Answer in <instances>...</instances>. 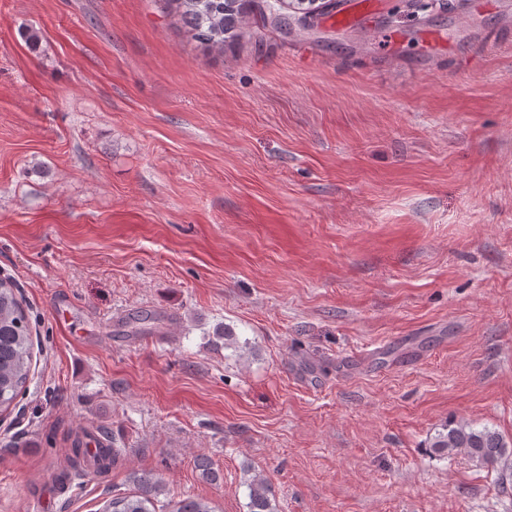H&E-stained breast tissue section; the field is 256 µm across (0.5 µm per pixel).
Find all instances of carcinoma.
Returning a JSON list of instances; mask_svg holds the SVG:
<instances>
[{"instance_id": "1", "label": "carcinoma", "mask_w": 512, "mask_h": 512, "mask_svg": "<svg viewBox=\"0 0 512 512\" xmlns=\"http://www.w3.org/2000/svg\"><path fill=\"white\" fill-rule=\"evenodd\" d=\"M175 6L191 38L209 53L224 54L250 30L253 19L263 8L256 0H169ZM32 338L28 315L19 302L16 287L7 277L0 278V409L7 410L25 390L32 370ZM430 452L440 458L464 454L480 465H491L500 473L501 484L512 479V438L484 427L468 423L445 425L429 445ZM76 462L85 464L94 474L107 472L116 462V450L101 448L87 460V449L80 442L72 448ZM202 480L216 482L221 473L206 458L196 460ZM134 491L116 494L103 512H158V496L162 492L157 476L147 471H134L128 476ZM248 512H276L268 481L254 475L247 483ZM171 512H215L202 498H186L173 505Z\"/></svg>"}]
</instances>
